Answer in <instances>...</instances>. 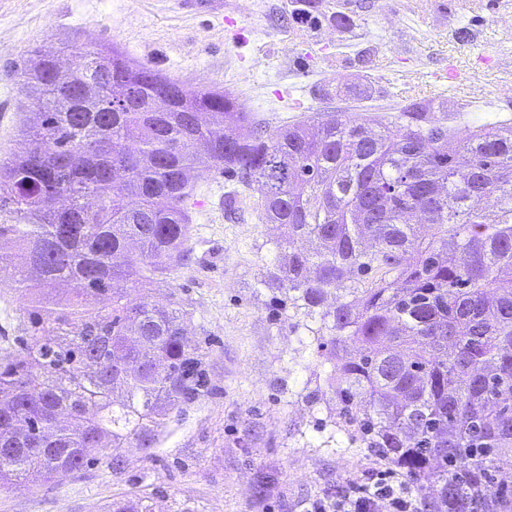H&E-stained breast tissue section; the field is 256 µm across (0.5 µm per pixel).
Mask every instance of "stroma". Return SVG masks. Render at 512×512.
I'll use <instances>...</instances> for the list:
<instances>
[{
	"label": "stroma",
	"instance_id": "stroma-1",
	"mask_svg": "<svg viewBox=\"0 0 512 512\" xmlns=\"http://www.w3.org/2000/svg\"><path fill=\"white\" fill-rule=\"evenodd\" d=\"M0 0V160L20 153L33 110L21 70L35 50L78 67L82 50L117 48L160 74L234 93L277 130L320 112L393 116L402 100L444 98L470 124L512 122V31L498 0H319L309 16L297 0ZM355 19L339 30L329 18ZM235 26H227V18ZM453 66L461 79L441 86ZM372 89L366 100L334 96L338 80ZM190 261L151 286V302L178 299L190 341L209 340V378L219 395L160 428L150 450L125 448L124 466L98 464L46 484L0 493V512H101L135 488L153 491V512H306L330 484L374 473L368 449L334 427L336 397L311 332L281 310L263 275L283 232L262 219L252 190L221 168L191 176ZM237 192L240 209L224 213ZM23 302L0 276V356L17 350ZM275 479L263 501L262 475Z\"/></svg>",
	"mask_w": 512,
	"mask_h": 512
}]
</instances>
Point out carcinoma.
Returning <instances> with one entry per match:
<instances>
[{"label":"carcinoma","instance_id":"1","mask_svg":"<svg viewBox=\"0 0 512 512\" xmlns=\"http://www.w3.org/2000/svg\"><path fill=\"white\" fill-rule=\"evenodd\" d=\"M85 58L100 62L89 78L112 111L43 58L27 72L28 148L0 162L12 219L0 241L27 253L15 265L0 251L27 318L21 350L0 362V492L102 457L119 470L116 450H149L165 419L216 394L179 303L121 288L189 261L187 171L200 165L236 175L284 228L264 281L303 316L338 415L375 461L419 492L439 486L423 512H512V489L495 481L512 467V123L460 128L448 102L420 98L386 123L324 112L267 135L230 92L183 86L115 49ZM336 95L369 91L345 83ZM153 99L167 111H144ZM59 282L71 285L62 301L49 293ZM331 295L344 300L326 308ZM48 305L60 307L53 320ZM148 500L132 491L103 512H151Z\"/></svg>","mask_w":512,"mask_h":512}]
</instances>
